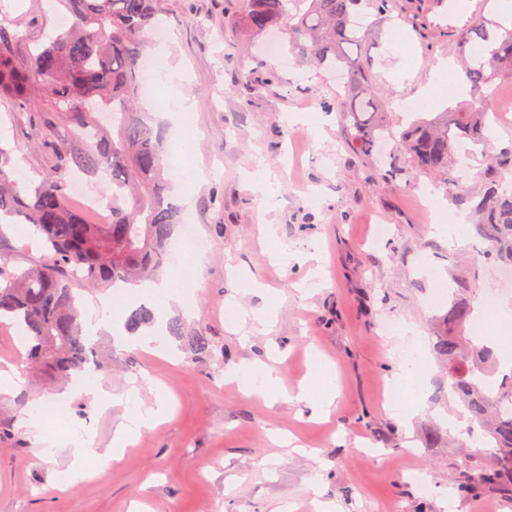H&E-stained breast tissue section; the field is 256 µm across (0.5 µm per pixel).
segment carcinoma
Returning a JSON list of instances; mask_svg holds the SVG:
<instances>
[{"mask_svg":"<svg viewBox=\"0 0 512 512\" xmlns=\"http://www.w3.org/2000/svg\"><path fill=\"white\" fill-rule=\"evenodd\" d=\"M69 26L48 43L19 60L10 44L25 30L0 25V102L17 111L38 109L34 136L53 161L54 174L18 190L12 149L0 143V221L26 224L51 252L50 261L19 270L0 255V324L17 327L29 346L33 367L52 380L69 381L98 364L85 335L74 292L88 288L138 285L165 267V248L174 238L181 212L174 202L175 173L168 167L161 128L138 105L140 61L151 42L157 0H58ZM245 25L255 36L277 28L289 48L331 77L341 74L340 111L354 117L348 137L361 156L378 155L377 142L390 136L412 169L428 175L448 174L457 162L461 141H490L491 109L487 91L501 75L512 74V27L492 33L483 16L474 17L458 35V62L477 105L419 117L396 132L384 119L369 77L349 66L346 47L360 41V0H241ZM79 139L57 135L62 126ZM512 167V152L489 160L478 188L454 182L455 201L474 203L472 230L485 245L484 258L512 268V188L501 169ZM111 176L107 187L110 220L93 223L85 211L67 203L77 173ZM456 281L447 322L454 331L438 338L436 351L448 360L450 394L459 398L490 438L484 461L478 451L462 456L454 467V486L463 496L494 488L512 500V417L497 407L512 403V375L487 384L488 346L475 344L463 331L473 309L467 300L471 281ZM154 323V310L140 306L125 320L134 333ZM170 335L182 339L196 356L210 351L207 336L183 334L170 322Z\"/></svg>","mask_w":512,"mask_h":512,"instance_id":"1","label":"carcinoma"}]
</instances>
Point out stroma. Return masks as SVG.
<instances>
[{"label": "stroma", "instance_id": "1", "mask_svg": "<svg viewBox=\"0 0 512 512\" xmlns=\"http://www.w3.org/2000/svg\"><path fill=\"white\" fill-rule=\"evenodd\" d=\"M158 8L169 33L160 50L194 108L171 119L164 83L143 103L171 158L204 174L179 188L178 203L207 244L191 302L166 318L209 336L210 353L191 356L174 345L146 351L121 336H97L99 358L112 365L105 388L118 395L138 388L147 403L162 394L170 412L107 467L86 461L87 478L62 492L76 432L111 447L128 404L104 413L71 396L61 428L34 412L32 398L57 402L62 386L27 380L0 392V512H484L490 504L512 512L495 493L461 497L448 486L457 458L448 442L458 437L448 419L469 415L449 394L448 367L434 351L446 289L475 271L468 299L477 307L490 294L512 298V282L502 267L476 260L473 235L452 245L431 234L420 193L440 196L443 223L465 212L447 179L412 170L391 179L385 165L359 157L336 110L335 82L296 57L283 64L266 54L267 44L249 36L238 0H159ZM359 13L366 31L351 61L370 72L390 123L403 126L411 119L406 104L420 102L438 64L457 60L448 32L468 23V0H391L386 13L363 0ZM0 23L26 30V41L11 46L22 59L61 25L50 0H0ZM496 89L499 122L470 155L473 173L489 155L512 150V78ZM0 133L18 173L52 174L27 116L1 103ZM259 167L275 189L265 214L247 186ZM379 221L390 225L389 238L374 239ZM275 248L288 252V262L271 261ZM0 253L18 268L46 259L19 225L0 232ZM388 319L415 329L423 351L418 408L405 421L383 409L399 362L396 338L381 331ZM275 351L278 395L225 382V372ZM315 353L334 363L338 384L322 416L312 403L322 392L309 365ZM38 425L54 442L49 453L39 451ZM433 428L442 439L430 446ZM414 468L427 474L431 493L409 477Z\"/></svg>", "mask_w": 512, "mask_h": 512}]
</instances>
